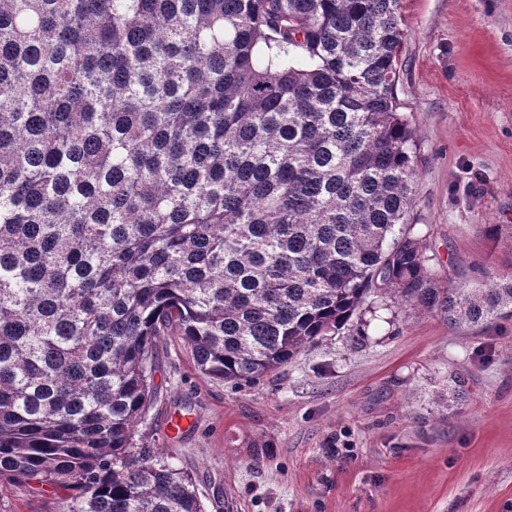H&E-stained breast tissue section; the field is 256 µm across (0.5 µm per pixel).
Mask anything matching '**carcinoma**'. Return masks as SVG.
I'll return each mask as SVG.
<instances>
[{
  "label": "carcinoma",
  "mask_w": 512,
  "mask_h": 512,
  "mask_svg": "<svg viewBox=\"0 0 512 512\" xmlns=\"http://www.w3.org/2000/svg\"><path fill=\"white\" fill-rule=\"evenodd\" d=\"M401 0H0V488L203 512L136 446L159 343L255 382L386 297L512 319L413 232Z\"/></svg>",
  "instance_id": "obj_1"
}]
</instances>
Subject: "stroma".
<instances>
[{
  "label": "stroma",
  "instance_id": "obj_1",
  "mask_svg": "<svg viewBox=\"0 0 512 512\" xmlns=\"http://www.w3.org/2000/svg\"><path fill=\"white\" fill-rule=\"evenodd\" d=\"M402 15L415 231L441 278L495 280L512 272V0H403ZM157 363L138 444L194 475L205 512H512V320L457 329L391 299L253 384L204 376L174 336ZM174 413L192 426L169 433ZM61 496L16 487L0 512Z\"/></svg>",
  "mask_w": 512,
  "mask_h": 512
}]
</instances>
